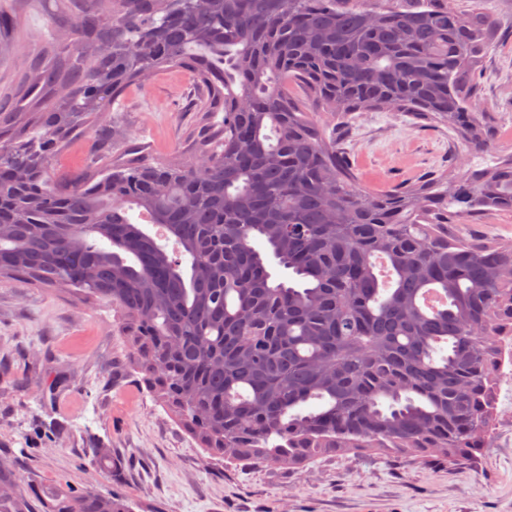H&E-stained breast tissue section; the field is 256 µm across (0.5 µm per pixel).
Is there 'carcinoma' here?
I'll list each match as a JSON object with an SVG mask.
<instances>
[{
	"label": "carcinoma",
	"instance_id": "cac0c4a2",
	"mask_svg": "<svg viewBox=\"0 0 512 512\" xmlns=\"http://www.w3.org/2000/svg\"><path fill=\"white\" fill-rule=\"evenodd\" d=\"M374 2L56 0L20 102L0 111V278L112 302L141 384L212 456L439 450L458 465L487 447L512 248L448 227L512 211V156L378 192L314 113L401 112L482 151L475 84L500 21L482 0ZM166 66L195 74L196 111L224 112L200 158L54 181L52 157ZM430 288L444 302L426 311ZM0 454V503L32 512L16 453ZM41 510L132 512L89 487Z\"/></svg>",
	"mask_w": 512,
	"mask_h": 512
}]
</instances>
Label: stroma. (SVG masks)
<instances>
[{
	"label": "stroma",
	"instance_id": "stroma-1",
	"mask_svg": "<svg viewBox=\"0 0 512 512\" xmlns=\"http://www.w3.org/2000/svg\"><path fill=\"white\" fill-rule=\"evenodd\" d=\"M16 10L8 40L25 54L0 57V105L15 95L40 49L54 0H0ZM493 145L472 152L445 126L399 112H359L343 132L362 186L390 190L451 169L512 155V34L500 33L477 84ZM197 85L167 67L128 88L106 117L112 142L74 138L53 161L70 181L107 164L187 158L205 125L222 113L195 111ZM474 241L512 244V212L479 214L459 226ZM128 367L120 315L111 302L0 281V445L22 450L23 474L41 494L90 486L123 496L133 512H512V363L495 390L486 451L471 466L381 451L328 455L295 469L241 467L211 456L158 404ZM114 449L121 468L105 473L89 451Z\"/></svg>",
	"mask_w": 512,
	"mask_h": 512
}]
</instances>
